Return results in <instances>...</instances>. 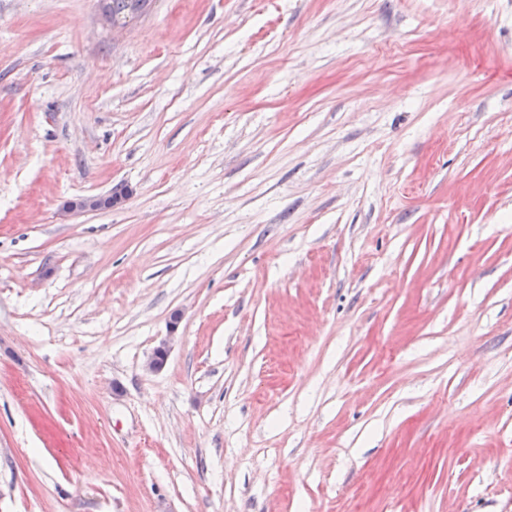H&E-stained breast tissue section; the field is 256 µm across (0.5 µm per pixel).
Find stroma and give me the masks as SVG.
<instances>
[{"mask_svg": "<svg viewBox=\"0 0 512 512\" xmlns=\"http://www.w3.org/2000/svg\"><path fill=\"white\" fill-rule=\"evenodd\" d=\"M103 6L0 0V512H512V0ZM127 192L122 191L117 194L111 193L107 196H88L66 200L62 204V209L67 212H86L112 209V207L121 205L126 199Z\"/></svg>", "mask_w": 512, "mask_h": 512, "instance_id": "obj_1", "label": "stroma"}]
</instances>
